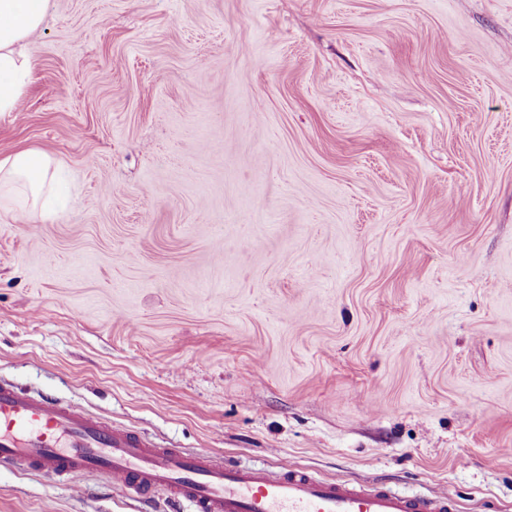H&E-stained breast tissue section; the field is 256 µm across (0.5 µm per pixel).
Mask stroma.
<instances>
[{
  "label": "stroma",
  "instance_id": "obj_1",
  "mask_svg": "<svg viewBox=\"0 0 512 512\" xmlns=\"http://www.w3.org/2000/svg\"><path fill=\"white\" fill-rule=\"evenodd\" d=\"M0 157V379L155 442L512 512V0H51ZM0 512H172L0 467ZM57 165L54 159L38 150L21 149L0 159V196L21 185L32 198L31 209L55 180Z\"/></svg>",
  "mask_w": 512,
  "mask_h": 512
}]
</instances>
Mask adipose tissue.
Returning <instances> with one entry per match:
<instances>
[{
	"mask_svg": "<svg viewBox=\"0 0 512 512\" xmlns=\"http://www.w3.org/2000/svg\"><path fill=\"white\" fill-rule=\"evenodd\" d=\"M49 0H0V112L17 111L30 76L25 44L45 22ZM54 159L41 151L21 149L0 158V190L22 186L39 199L55 179Z\"/></svg>",
	"mask_w": 512,
	"mask_h": 512,
	"instance_id": "obj_1",
	"label": "adipose tissue"
}]
</instances>
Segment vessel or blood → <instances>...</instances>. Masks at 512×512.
Returning a JSON list of instances; mask_svg holds the SVG:
<instances>
[{"instance_id":"obj_1","label":"vessel or blood","mask_w":512,"mask_h":512,"mask_svg":"<svg viewBox=\"0 0 512 512\" xmlns=\"http://www.w3.org/2000/svg\"><path fill=\"white\" fill-rule=\"evenodd\" d=\"M0 464L54 480L96 473L149 500L161 490L189 512H459L454 494L322 480L306 470L229 465L165 447L125 425L0 379Z\"/></svg>"}]
</instances>
